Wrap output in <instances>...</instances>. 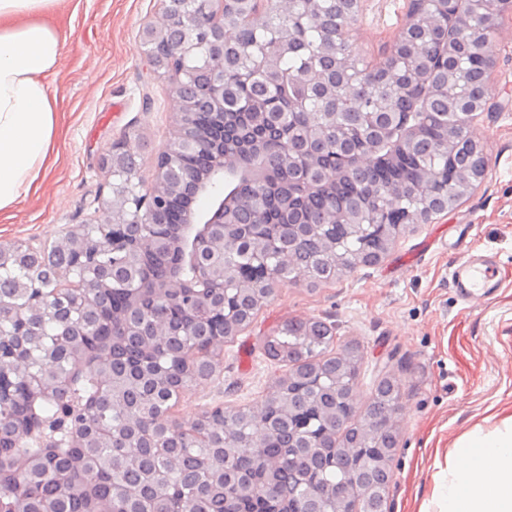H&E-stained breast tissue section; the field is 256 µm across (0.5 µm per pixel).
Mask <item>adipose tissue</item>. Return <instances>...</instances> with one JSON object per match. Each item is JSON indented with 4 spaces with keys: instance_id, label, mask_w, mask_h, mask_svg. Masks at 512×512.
Masks as SVG:
<instances>
[{
    "instance_id": "1",
    "label": "adipose tissue",
    "mask_w": 512,
    "mask_h": 512,
    "mask_svg": "<svg viewBox=\"0 0 512 512\" xmlns=\"http://www.w3.org/2000/svg\"><path fill=\"white\" fill-rule=\"evenodd\" d=\"M57 3L0 0V209L29 192L53 151L56 97L46 77L65 41L46 16ZM433 501L438 512H512L511 414L459 439Z\"/></svg>"
}]
</instances>
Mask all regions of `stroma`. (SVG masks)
<instances>
[{
	"instance_id": "1",
	"label": "stroma",
	"mask_w": 512,
	"mask_h": 512,
	"mask_svg": "<svg viewBox=\"0 0 512 512\" xmlns=\"http://www.w3.org/2000/svg\"><path fill=\"white\" fill-rule=\"evenodd\" d=\"M159 9L160 0H61L52 22L66 47L47 77L59 112L52 159L29 194L0 211V243L46 249L83 223L94 197L111 195L100 157L116 138L130 137L150 178L174 111L170 81L140 39ZM406 12L407 0H362L353 55L369 66L382 62ZM491 50L485 109L471 125L486 157L473 192L454 210L408 226L376 264L276 288L250 325L225 342L214 375L193 384L170 418L188 424L217 405L261 401L283 372L263 355L261 336L291 319L325 321L336 328L335 349L351 341L361 347L358 404L384 377L402 392L387 512H431L458 439L489 416L512 413V11L499 16ZM468 224L472 247L496 258L501 286L465 305L449 268L461 258L455 242Z\"/></svg>"
}]
</instances>
